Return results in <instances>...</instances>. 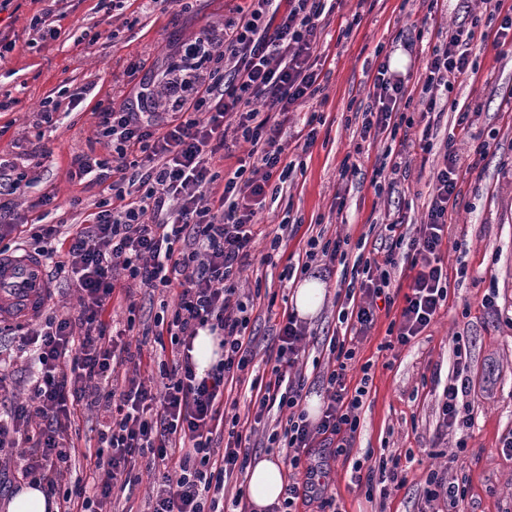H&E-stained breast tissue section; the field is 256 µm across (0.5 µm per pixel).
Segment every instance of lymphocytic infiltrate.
<instances>
[{"mask_svg": "<svg viewBox=\"0 0 512 512\" xmlns=\"http://www.w3.org/2000/svg\"><path fill=\"white\" fill-rule=\"evenodd\" d=\"M329 0H252L236 7L221 31L209 30L186 45L185 55L208 61L192 80L173 76L160 90L142 89L137 104H96L100 134L110 151L73 159L78 179L103 196L86 220L64 229L14 221V194L28 187L26 172L0 167V253H26L38 243L52 278L77 290V314L46 317L30 339L39 365L25 403L0 414V449H19L22 477L61 495L62 512H104L131 483L138 462L157 471L147 512H223L224 487L247 454L258 424L271 410L287 412L285 426L267 427L269 447L286 449L289 497L267 512H292L305 496L330 506L321 467L307 463L313 449L349 455L372 380L358 364V344L373 327L379 304H392V274L400 261L416 271L398 319L388 326L404 346L431 323L448 297L441 245L448 211L455 208L464 159L445 148L429 179L425 217L412 235L403 220L384 227L382 258L349 257V238L310 236L306 264L339 274L345 288L340 323L352 335L334 336L323 367L326 402L309 419L302 408L305 380L293 375L307 325L285 313L269 373L244 382L252 342L246 337L248 303L236 277L263 231L254 217L272 179L286 181L280 144L283 119L298 102L321 90L314 53ZM490 26H459L435 46L409 90L405 74L383 59L362 112L361 140L389 135L373 169L376 193L407 180L413 152L431 153L455 85L475 73L476 48L512 44V0H484ZM416 114H409L410 104ZM251 144L252 166L222 176L213 161L228 137ZM11 246H4V239ZM122 268L116 282L114 268ZM175 292L169 313L155 321V343L170 342L169 361L144 360L122 344L124 328H109L104 314L114 293ZM218 339L219 360L198 374L191 355L199 330ZM157 369L160 390L140 377L118 378L119 367ZM361 370L355 386L350 371ZM101 417L96 449L77 453L69 439L78 407ZM177 460L178 476L165 467ZM105 479H98V472ZM420 512H460L465 486L449 469L431 472Z\"/></svg>", "mask_w": 512, "mask_h": 512, "instance_id": "1", "label": "lymphocytic infiltrate"}]
</instances>
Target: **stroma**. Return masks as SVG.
Listing matches in <instances>:
<instances>
[{"instance_id":"obj_1","label":"stroma","mask_w":512,"mask_h":512,"mask_svg":"<svg viewBox=\"0 0 512 512\" xmlns=\"http://www.w3.org/2000/svg\"><path fill=\"white\" fill-rule=\"evenodd\" d=\"M248 0H165L154 10L141 11L137 0L103 9L99 0H14L11 16L0 19V36L15 41L16 49L0 61V162L18 165L31 185L14 195L20 221L34 223L47 215L52 224H75L92 212L99 187L73 177L75 155L103 156L108 148L100 137L94 107L109 99L122 102L136 90L125 71L130 64L158 79L176 60L175 49L209 29L220 30L234 6ZM49 12L59 31L43 41L30 27L33 15ZM481 0H336L322 23L316 53L322 68V90L315 98L294 106L281 133L283 158L292 172L276 199L267 200L256 217L266 231L257 240L248 265L238 277L254 307L247 333L253 336L249 374L263 372L279 332L286 301L305 280L302 273L306 241L312 229L323 226L329 238L363 240L365 252L380 245L379 225L404 217L420 223L429 201V174L443 160L442 153H414L409 177L395 191L375 194L370 185L373 167L387 141L365 145L357 172L340 180L347 153L359 142L355 118L368 103L369 89L379 63L377 46L391 45L396 36L415 37L412 77H419L434 47L448 27L461 20L483 19ZM349 35H342V28ZM83 88L87 94L71 105L67 94ZM451 104L441 121L440 136H453L454 148L473 154L482 141L491 149L477 169L462 176L459 203L450 213L451 235L442 246L448 271V299L430 325L410 344L385 349L392 316L403 307L396 298L389 313L379 314L359 345V362L371 363L373 376L361 410L360 427L349 458L328 460L324 484L339 512H419L430 470L457 456L459 476L466 479L465 512H512V456L502 440L512 433V47L486 45L477 54L475 75L450 93ZM60 107L53 125L41 123L43 102ZM479 104L469 132L457 133L456 105ZM322 117L316 141L305 147L307 113ZM297 225L271 248L268 235L279 224ZM291 279H283L284 271ZM335 280L326 283V296L315 316L308 318L306 354L298 366L308 396L325 399L322 370L315 360L327 357L329 339L344 334L338 320ZM492 305H483L484 296ZM163 293L139 294L134 302L114 295L108 316L134 318L132 345L144 355L163 359L154 341L144 340L162 312ZM468 350L471 427L442 425L443 389L455 375V345ZM0 365L11 386L0 402L24 400L33 373L29 353L16 336L0 335ZM374 455H412L405 467L406 482L389 498L367 495L354 482L353 463L366 452Z\"/></svg>"}]
</instances>
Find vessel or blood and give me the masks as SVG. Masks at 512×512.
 <instances>
[{
    "mask_svg": "<svg viewBox=\"0 0 512 512\" xmlns=\"http://www.w3.org/2000/svg\"><path fill=\"white\" fill-rule=\"evenodd\" d=\"M46 288V269L38 255L0 256V319L35 317L47 298Z\"/></svg>",
    "mask_w": 512,
    "mask_h": 512,
    "instance_id": "b4317fda",
    "label": "vessel or blood"
}]
</instances>
